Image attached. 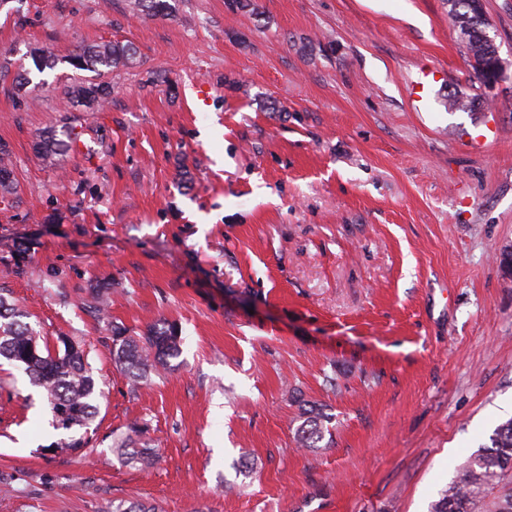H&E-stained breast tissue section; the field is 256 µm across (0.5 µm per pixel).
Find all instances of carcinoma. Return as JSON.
I'll use <instances>...</instances> for the list:
<instances>
[{"label":"carcinoma","mask_w":512,"mask_h":512,"mask_svg":"<svg viewBox=\"0 0 512 512\" xmlns=\"http://www.w3.org/2000/svg\"><path fill=\"white\" fill-rule=\"evenodd\" d=\"M459 19V31H468V49L486 57L490 46L482 39L476 24L468 18L464 0H450ZM137 48L121 42L92 43L77 47L67 63L77 70L94 74L64 90L68 107L85 112L104 106L111 94L101 77L132 64ZM66 139L47 132L37 142L38 153L49 160L71 147L73 130ZM21 312L0 295V357L21 365L33 383L42 389L51 410L55 429L69 433L56 444L61 451L76 450L89 443V429L100 409L103 391L81 346L53 350L40 343ZM112 360L134 387L148 380L151 372L169 367L170 360L181 353V329L173 322L159 319L140 336H129L119 327L112 330ZM330 418L316 407L306 411L297 430L301 448H316L328 431ZM142 429L137 424L112 439V455L123 466L146 468L155 461L153 449L140 442ZM431 512H512V418L495 430L491 445L479 450L459 469L452 482L433 505Z\"/></svg>","instance_id":"cac0c4a2"}]
</instances>
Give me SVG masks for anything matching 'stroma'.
I'll return each instance as SVG.
<instances>
[{"label":"stroma","instance_id":"obj_1","mask_svg":"<svg viewBox=\"0 0 512 512\" xmlns=\"http://www.w3.org/2000/svg\"><path fill=\"white\" fill-rule=\"evenodd\" d=\"M168 2L0 8V293L107 395L90 445L56 452L0 364V512H430L512 418V0H485L507 67L474 111L448 105L479 91L448 0ZM107 41L136 65L69 111L65 56ZM68 127L83 151L47 163L37 136ZM161 318L182 352L130 389L112 330ZM308 405L331 434L305 450ZM134 422L145 470L112 455Z\"/></svg>","mask_w":512,"mask_h":512}]
</instances>
